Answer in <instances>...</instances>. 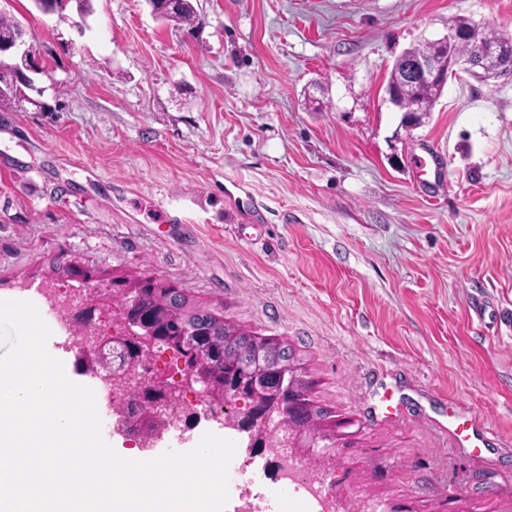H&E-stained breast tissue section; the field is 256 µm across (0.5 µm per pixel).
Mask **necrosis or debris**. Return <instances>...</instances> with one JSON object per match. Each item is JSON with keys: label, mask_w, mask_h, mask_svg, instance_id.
Segmentation results:
<instances>
[{"label": "necrosis or debris", "mask_w": 512, "mask_h": 512, "mask_svg": "<svg viewBox=\"0 0 512 512\" xmlns=\"http://www.w3.org/2000/svg\"><path fill=\"white\" fill-rule=\"evenodd\" d=\"M40 296L55 322L64 329L62 349L73 350L78 334L72 322V313L77 307L75 291L44 284L40 287ZM96 395L109 399L108 414L112 418L113 432L132 442L143 460L153 458L155 448L161 443H186L188 432L200 426L221 430L226 438L236 441L237 452L229 467L230 500L225 512H281L287 497L304 512H369L365 501H339L318 462L287 461L272 448L253 453L252 434L241 427L236 412L229 407L202 399L188 400L170 409L155 430L142 436L129 427L131 393L112 392L110 383L103 380Z\"/></svg>", "instance_id": "1"}]
</instances>
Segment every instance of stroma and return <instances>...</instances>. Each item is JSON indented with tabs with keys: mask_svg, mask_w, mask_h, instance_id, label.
Wrapping results in <instances>:
<instances>
[{
	"mask_svg": "<svg viewBox=\"0 0 512 512\" xmlns=\"http://www.w3.org/2000/svg\"><path fill=\"white\" fill-rule=\"evenodd\" d=\"M92 7L6 5L49 109L0 99V299L82 287L63 254L103 284L164 280L293 350L341 423L337 496L512 512V455L473 460L439 426L459 401L512 441V77H449L411 128L383 101L404 49L459 15L512 35V0H198L190 32L145 0Z\"/></svg>",
	"mask_w": 512,
	"mask_h": 512,
	"instance_id": "35a3bbf8",
	"label": "stroma"
}]
</instances>
